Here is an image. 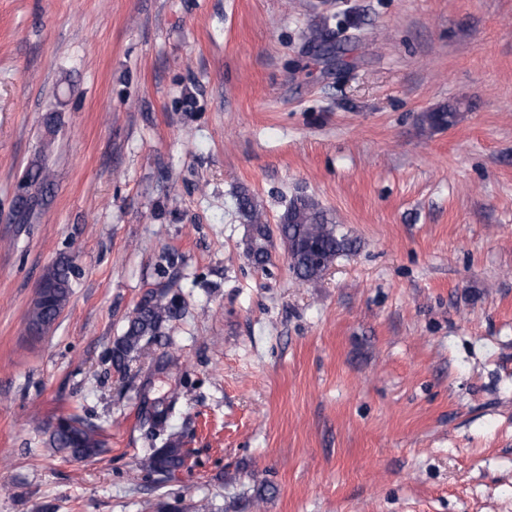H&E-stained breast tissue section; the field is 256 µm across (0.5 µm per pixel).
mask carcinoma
Returning a JSON list of instances; mask_svg holds the SVG:
<instances>
[{
	"label": "carcinoma",
	"instance_id": "1",
	"mask_svg": "<svg viewBox=\"0 0 512 512\" xmlns=\"http://www.w3.org/2000/svg\"><path fill=\"white\" fill-rule=\"evenodd\" d=\"M456 110L443 108L426 114L425 119L435 127H449L455 122ZM238 209L245 218L248 233L245 255L255 268L270 265V245L278 235L288 254L289 268L301 282L320 278L342 254L354 247V241L342 234L330 214L313 198L296 195L280 217L276 228L268 224L263 210L246 190L238 194ZM74 265L61 259L51 265L44 279L55 288L45 299H36L28 313L29 329L48 330L60 316L71 295V277ZM183 314V304L175 294L162 289L151 290L136 305L128 317L122 336L112 346V366L118 372L126 371L133 360L151 341L162 334L163 327ZM50 447L67 456L80 459L96 456L104 445L98 427L79 416L61 417L49 437ZM190 453L175 440H167L159 448H150L143 456L140 468L159 476L164 481L175 472L188 467Z\"/></svg>",
	"mask_w": 512,
	"mask_h": 512
}]
</instances>
